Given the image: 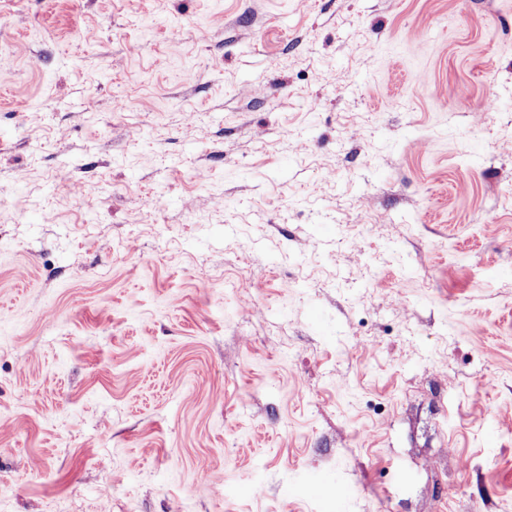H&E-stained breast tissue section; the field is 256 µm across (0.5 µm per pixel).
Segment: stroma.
<instances>
[{
	"mask_svg": "<svg viewBox=\"0 0 512 512\" xmlns=\"http://www.w3.org/2000/svg\"><path fill=\"white\" fill-rule=\"evenodd\" d=\"M0 512H512V0H0Z\"/></svg>",
	"mask_w": 512,
	"mask_h": 512,
	"instance_id": "1",
	"label": "stroma"
}]
</instances>
